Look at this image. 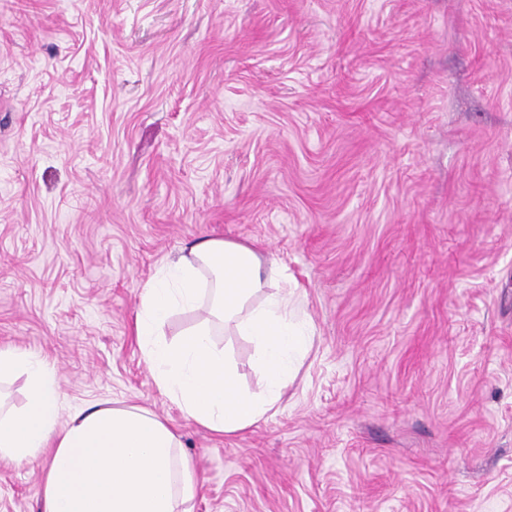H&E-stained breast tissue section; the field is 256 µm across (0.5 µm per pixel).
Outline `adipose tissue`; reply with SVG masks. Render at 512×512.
Instances as JSON below:
<instances>
[{
  "mask_svg": "<svg viewBox=\"0 0 512 512\" xmlns=\"http://www.w3.org/2000/svg\"><path fill=\"white\" fill-rule=\"evenodd\" d=\"M284 271L247 243L202 237L143 287L136 334L158 387L186 419L232 435L275 408L310 343ZM198 309L205 312L201 325L178 341L161 340L172 314ZM216 318L225 335L251 344L256 390L240 385L228 348L214 342ZM19 373L27 377V401L19 410L0 408V457L33 461L51 451L41 485L43 512H188L197 475L167 421L137 405L88 404L62 427L54 369L38 357L0 350V383Z\"/></svg>",
  "mask_w": 512,
  "mask_h": 512,
  "instance_id": "obj_1",
  "label": "adipose tissue"
}]
</instances>
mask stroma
<instances>
[{
	"instance_id": "stroma-1",
	"label": "stroma",
	"mask_w": 512,
	"mask_h": 512,
	"mask_svg": "<svg viewBox=\"0 0 512 512\" xmlns=\"http://www.w3.org/2000/svg\"><path fill=\"white\" fill-rule=\"evenodd\" d=\"M298 285L277 407L164 395L139 293L204 237ZM140 405L192 512H512V0H0V349ZM48 456L0 459L42 512Z\"/></svg>"
}]
</instances>
